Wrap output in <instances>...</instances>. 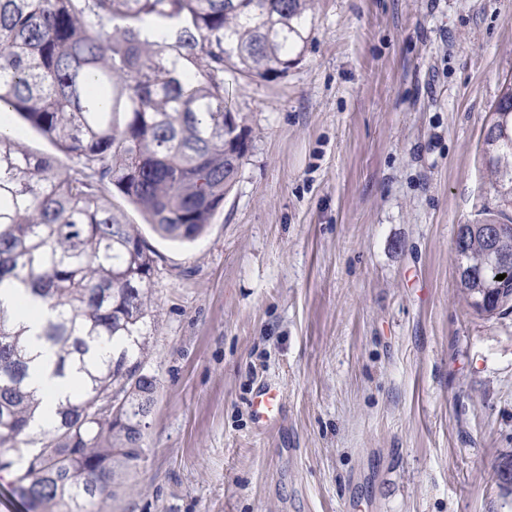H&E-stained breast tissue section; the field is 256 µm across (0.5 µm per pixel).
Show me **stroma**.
<instances>
[{
  "instance_id": "obj_1",
  "label": "stroma",
  "mask_w": 512,
  "mask_h": 512,
  "mask_svg": "<svg viewBox=\"0 0 512 512\" xmlns=\"http://www.w3.org/2000/svg\"><path fill=\"white\" fill-rule=\"evenodd\" d=\"M510 76L512 0H315L287 74L226 77L246 152L205 233L115 200L160 259L144 459L109 512H512V308L476 313L454 252L497 207L483 132ZM0 130L60 155L18 113ZM253 412L257 427L265 429L280 412L279 394L271 389L259 392L253 401ZM496 461V462H495ZM494 475L500 488L506 494H512V450L503 449L495 458ZM506 470V472L503 471Z\"/></svg>"
}]
</instances>
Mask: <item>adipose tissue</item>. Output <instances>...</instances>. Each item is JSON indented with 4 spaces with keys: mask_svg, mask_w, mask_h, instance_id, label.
I'll return each mask as SVG.
<instances>
[{
    "mask_svg": "<svg viewBox=\"0 0 512 512\" xmlns=\"http://www.w3.org/2000/svg\"><path fill=\"white\" fill-rule=\"evenodd\" d=\"M24 296L23 289L7 286L0 288V311L4 312L12 321L23 324L28 335L35 338L31 347L33 369L28 384L43 400L42 414L38 425L46 428L50 426L58 404L75 393L77 387L84 381L85 373L79 369L78 365L74 364L67 367L63 374H56L55 350L39 338V333L49 313L36 302L32 303L28 313H20L18 306Z\"/></svg>",
    "mask_w": 512,
    "mask_h": 512,
    "instance_id": "obj_1",
    "label": "adipose tissue"
}]
</instances>
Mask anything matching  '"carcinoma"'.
Returning a JSON list of instances; mask_svg holds the SVG:
<instances>
[{"instance_id": "obj_1", "label": "carcinoma", "mask_w": 512, "mask_h": 512, "mask_svg": "<svg viewBox=\"0 0 512 512\" xmlns=\"http://www.w3.org/2000/svg\"><path fill=\"white\" fill-rule=\"evenodd\" d=\"M312 0H0V109L19 113L69 163L0 130V285L23 287L56 317L41 336L57 372L85 363L103 337L118 356L85 369L43 438L31 422L23 330L0 316V471L28 512H104L143 460V412L156 380L129 358L153 312L157 254L116 207L154 232L191 242L232 190L244 151L224 72L275 78L302 55ZM497 213L467 228L459 278L477 313L512 304V262L495 261L486 226L512 208V77L483 140ZM505 278L496 280L497 275ZM512 494V450L495 458Z\"/></svg>"}]
</instances>
